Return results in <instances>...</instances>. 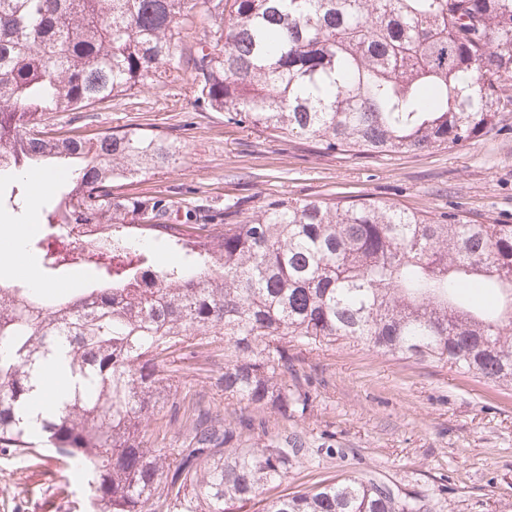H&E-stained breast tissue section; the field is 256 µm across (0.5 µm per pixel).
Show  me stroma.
I'll return each mask as SVG.
<instances>
[{
	"mask_svg": "<svg viewBox=\"0 0 512 512\" xmlns=\"http://www.w3.org/2000/svg\"><path fill=\"white\" fill-rule=\"evenodd\" d=\"M57 125L83 132L160 130L181 143L179 160L123 182L129 195L165 194L180 208L250 213L271 198H377L431 216L457 208L481 224H512V111L483 137L459 148L417 154L323 152L300 137L274 140L226 121L196 101L193 77L118 96L88 112H61ZM43 203L0 210V225L25 223L26 258L39 268L34 243L44 234ZM311 405L281 417L224 397L222 342L173 355L172 376L186 405L231 422L251 417L241 445L261 448L284 435L307 452L268 496L324 481L374 474L400 495L425 500L430 512H512V389L491 387L449 366L397 359L339 340L289 343ZM84 482L47 451L0 448V512H86Z\"/></svg>",
	"mask_w": 512,
	"mask_h": 512,
	"instance_id": "obj_1",
	"label": "stroma"
}]
</instances>
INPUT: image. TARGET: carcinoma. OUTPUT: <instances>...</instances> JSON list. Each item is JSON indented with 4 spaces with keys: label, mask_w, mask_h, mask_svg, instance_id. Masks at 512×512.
I'll list each match as a JSON object with an SVG mask.
<instances>
[{
    "label": "carcinoma",
    "mask_w": 512,
    "mask_h": 512,
    "mask_svg": "<svg viewBox=\"0 0 512 512\" xmlns=\"http://www.w3.org/2000/svg\"><path fill=\"white\" fill-rule=\"evenodd\" d=\"M211 40L190 57L197 101L271 138L324 151L456 148L496 123L512 85V0H203ZM197 0H0V175L61 173L37 242L51 274L93 282L53 299L0 283V447L32 437L79 470L92 512H230L281 485L302 444L240 447V428L192 422L183 448L147 427L177 396L169 359L192 340L229 351L224 396L284 417L310 394L288 384V343L339 339L443 362L512 387V224L428 217L382 200L286 194L232 224L179 213L114 183L164 168L160 131L76 135L50 127L181 70ZM70 224H96L78 251ZM179 254L160 264L154 247ZM67 389L30 426L46 366ZM262 512H428L350 476L265 499Z\"/></svg>",
    "instance_id": "carcinoma-1"
}]
</instances>
